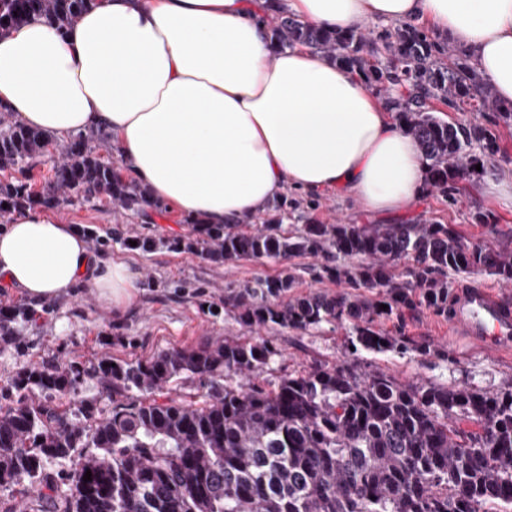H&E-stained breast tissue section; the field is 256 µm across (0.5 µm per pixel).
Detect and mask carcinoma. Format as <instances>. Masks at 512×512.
Wrapping results in <instances>:
<instances>
[{
    "mask_svg": "<svg viewBox=\"0 0 512 512\" xmlns=\"http://www.w3.org/2000/svg\"><path fill=\"white\" fill-rule=\"evenodd\" d=\"M89 2L0 0V33L33 18L66 30ZM270 33L277 48L322 53L377 94L405 89L407 95L386 101L419 143L430 190L445 198L481 163L473 144L488 156L499 146L491 130L450 123L433 103L459 108L476 101L512 122V108L498 103L470 56L420 24L331 31L282 12L270 21ZM50 143L42 131L3 122L0 169L24 170ZM65 152L57 188L86 199L107 192L118 206L140 211L146 191L117 177L85 138ZM56 201L24 181L0 182V214ZM289 209L284 197L252 232L201 224L195 236L162 244L224 263L322 258L324 275L348 291L290 297L296 267H286L235 295L239 320L249 328L271 323L296 330L347 323L351 345L374 353L405 348L377 328L379 321L419 307L448 314V272L512 282L511 249L470 243L448 224L311 219L286 233ZM20 315L0 308V337L13 335ZM276 356L264 340L224 339L134 362L103 359L89 370L76 364L30 370L14 382L17 399L0 405V486L29 479L36 485L32 512H512V390L401 383L345 364L315 365L267 388L237 381ZM186 375L204 381L207 391L189 401L169 397ZM90 379L112 397L106 416L83 402L63 407L26 395L34 387L75 395ZM78 448L88 453L63 494L46 464ZM88 470L92 480L85 481Z\"/></svg>",
    "mask_w": 512,
    "mask_h": 512,
    "instance_id": "cac0c4a2",
    "label": "carcinoma"
}]
</instances>
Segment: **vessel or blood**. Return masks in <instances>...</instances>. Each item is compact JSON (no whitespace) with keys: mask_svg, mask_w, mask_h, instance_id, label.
Instances as JSON below:
<instances>
[{"mask_svg":"<svg viewBox=\"0 0 512 512\" xmlns=\"http://www.w3.org/2000/svg\"><path fill=\"white\" fill-rule=\"evenodd\" d=\"M450 323L488 348L500 350L512 346V308L490 289L462 290L452 306Z\"/></svg>","mask_w":512,"mask_h":512,"instance_id":"obj_1","label":"vessel or blood"}]
</instances>
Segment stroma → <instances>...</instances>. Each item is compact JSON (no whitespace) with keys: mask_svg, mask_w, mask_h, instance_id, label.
Segmentation results:
<instances>
[{"mask_svg":"<svg viewBox=\"0 0 512 512\" xmlns=\"http://www.w3.org/2000/svg\"><path fill=\"white\" fill-rule=\"evenodd\" d=\"M443 117L453 124L481 125L493 129L499 151L485 157L484 171L461 184L454 199L434 192L421 193L400 214L397 224H420L429 220L454 226L470 242L512 248V206L480 196L479 188L489 181L512 174V124L499 121L492 112L470 106L447 109ZM60 145L49 146L35 156L26 173L0 170V181L25 178L34 191L44 192L54 181L62 161ZM298 214L325 224H377L380 216L362 211L351 198L340 193L316 196V209H308L307 196L292 193ZM493 213L496 234L476 224V210ZM63 223L76 225L93 251L126 260L140 274L136 303L123 314H115L99 302L90 289L81 287L70 297L45 302L32 309L17 291L0 288V306L30 309L32 320L18 322L11 342L0 341V404L16 399L14 380L23 372L74 363L84 368L105 358L143 359L162 350L197 348L213 340L249 336L269 341L278 351L269 369L257 378L265 385L283 376L303 373L316 364L346 363L360 372L385 371L402 382L445 384L491 392L512 390V348L493 351L454 329L446 316L427 308L404 312L384 321L381 329L403 337V351L372 353L352 351L344 327L324 323L305 331L267 325L256 329L243 326L225 297L248 281L275 274L280 265L262 259L215 263L187 251L163 247V240L188 237L192 225L168 213L147 221L137 213L115 206L111 197L100 195L84 201L76 192H63L54 207ZM150 238L158 246L150 252L129 247V240ZM430 352H423V345Z\"/></svg>","mask_w":512,"mask_h":512,"instance_id":"1","label":"stroma"}]
</instances>
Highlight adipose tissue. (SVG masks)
Returning <instances> with one entry per match:
<instances>
[{"label":"adipose tissue","instance_id":"adipose-tissue-1","mask_svg":"<svg viewBox=\"0 0 512 512\" xmlns=\"http://www.w3.org/2000/svg\"><path fill=\"white\" fill-rule=\"evenodd\" d=\"M282 8L329 30L425 24L512 102V0H95L68 30L34 18L0 36V111L61 143L110 133L124 179L208 224H253L292 190L397 215L426 184L417 142L358 76L276 50ZM139 279L46 208L0 227V286L29 301L83 285L120 314Z\"/></svg>","mask_w":512,"mask_h":512}]
</instances>
